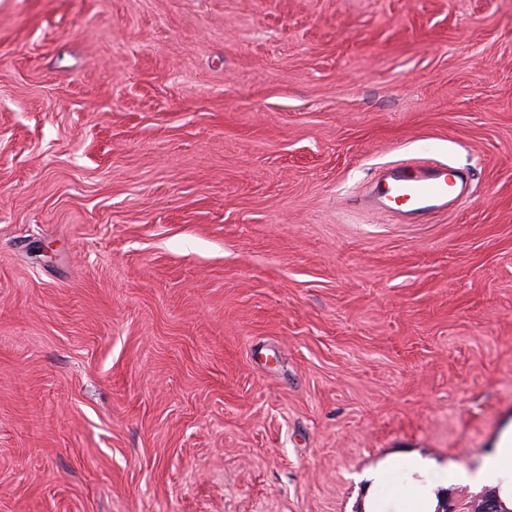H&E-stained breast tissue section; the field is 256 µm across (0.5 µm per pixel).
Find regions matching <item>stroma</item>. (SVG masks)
<instances>
[{
	"instance_id": "1",
	"label": "stroma",
	"mask_w": 512,
	"mask_h": 512,
	"mask_svg": "<svg viewBox=\"0 0 512 512\" xmlns=\"http://www.w3.org/2000/svg\"><path fill=\"white\" fill-rule=\"evenodd\" d=\"M511 430L512 0H0V512H399ZM469 193L465 175L444 164H392L379 170L359 203L370 212L393 213L402 222L422 223L430 215L458 208Z\"/></svg>"
}]
</instances>
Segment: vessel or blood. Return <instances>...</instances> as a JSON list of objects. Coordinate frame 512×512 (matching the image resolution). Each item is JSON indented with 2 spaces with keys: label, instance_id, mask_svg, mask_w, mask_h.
<instances>
[{
  "label": "vessel or blood",
  "instance_id": "vessel-or-blood-1",
  "mask_svg": "<svg viewBox=\"0 0 512 512\" xmlns=\"http://www.w3.org/2000/svg\"><path fill=\"white\" fill-rule=\"evenodd\" d=\"M469 193L465 175L446 165L392 164L379 170L360 203L370 212L391 213L400 221L421 223L428 216L458 208Z\"/></svg>",
  "mask_w": 512,
  "mask_h": 512
}]
</instances>
